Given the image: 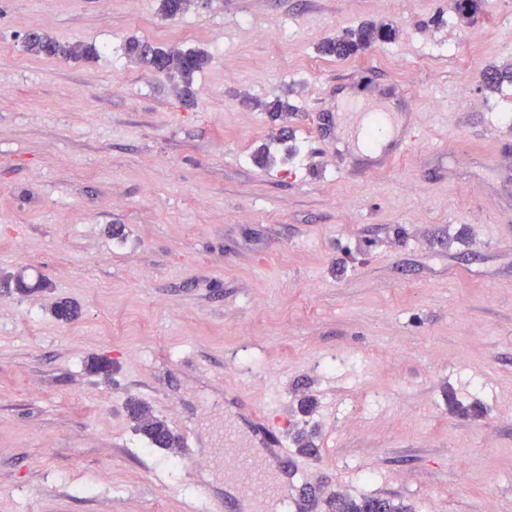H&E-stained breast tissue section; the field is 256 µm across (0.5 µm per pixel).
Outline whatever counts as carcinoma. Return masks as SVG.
<instances>
[{"instance_id": "cac0c4a2", "label": "carcinoma", "mask_w": 512, "mask_h": 512, "mask_svg": "<svg viewBox=\"0 0 512 512\" xmlns=\"http://www.w3.org/2000/svg\"><path fill=\"white\" fill-rule=\"evenodd\" d=\"M482 0H454V9L463 19H473L479 13ZM396 29L388 24L365 25L336 38H330L320 47L321 54L336 59H348L367 49L379 40H391ZM26 50L36 56L48 58L82 59L95 55V48L83 44L64 45L45 32H32L25 39ZM128 57L151 70L166 72L184 83L183 95L190 99L192 76L208 62V56L200 50L181 51L165 49L147 40L133 37L126 43ZM485 87L494 90L504 83L512 82V65L493 66L483 73ZM128 414L134 422L135 431L158 448L174 447L172 432L165 421L152 414L143 403L131 400ZM329 512H409V508L391 499L379 496L347 498L341 495L326 501Z\"/></svg>"}]
</instances>
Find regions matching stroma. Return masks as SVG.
Segmentation results:
<instances>
[{
    "mask_svg": "<svg viewBox=\"0 0 512 512\" xmlns=\"http://www.w3.org/2000/svg\"><path fill=\"white\" fill-rule=\"evenodd\" d=\"M368 23L395 39L319 53ZM34 31L97 53L33 56ZM133 36L208 54L192 102ZM510 63L512 0H0V512H203L258 470L512 512V84L482 82ZM398 88L419 134L362 172L348 104ZM127 409L134 422L135 431L141 433L153 446L173 448L174 443L179 441L176 434H174L175 441L173 440L172 432L166 422L154 416L144 403L130 400Z\"/></svg>",
    "mask_w": 512,
    "mask_h": 512,
    "instance_id": "stroma-1",
    "label": "stroma"
}]
</instances>
